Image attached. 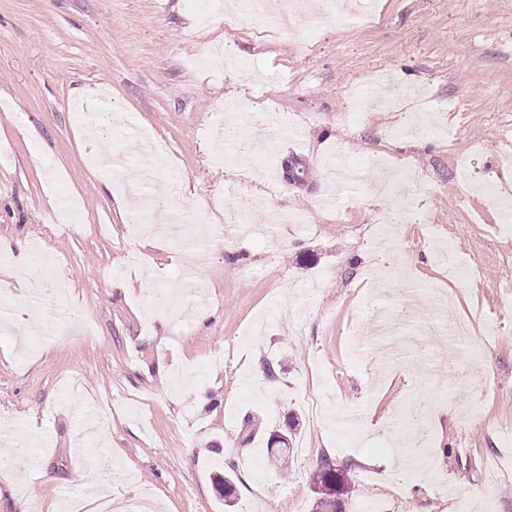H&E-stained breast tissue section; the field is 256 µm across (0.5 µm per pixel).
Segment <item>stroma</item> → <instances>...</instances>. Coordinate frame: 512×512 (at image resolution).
<instances>
[{
    "instance_id": "obj_1",
    "label": "stroma",
    "mask_w": 512,
    "mask_h": 512,
    "mask_svg": "<svg viewBox=\"0 0 512 512\" xmlns=\"http://www.w3.org/2000/svg\"><path fill=\"white\" fill-rule=\"evenodd\" d=\"M282 6L227 24L189 0H0V239L47 245L56 261L35 293L40 255L0 253L12 299L0 307V512H49L102 485L149 488L159 512H224L227 467L235 512H314L325 458L353 483L342 512H458L462 499L512 512V473L487 481L512 433V229L479 190L512 198V0H367L345 26L305 0L287 29ZM224 44L237 66L192 68ZM381 72L389 107L357 112L351 88ZM87 88L165 144L152 182L94 163L72 111ZM229 100L306 121L291 139L252 125L243 149L219 151ZM174 180L188 192L157 206L156 185ZM271 186L304 227L274 222ZM213 196L255 233L226 230L222 208H203ZM393 202L413 220L381 263L368 229ZM173 210L189 219L162 238L130 233L136 212ZM199 238L206 298L156 308ZM379 270L390 278L376 315ZM444 284L484 362L449 343L433 296ZM201 305L213 312L202 325ZM411 401L443 417L425 439L434 471L407 495L391 423ZM89 417L103 442L78 457ZM275 430L292 437L284 466L266 457Z\"/></svg>"
}]
</instances>
